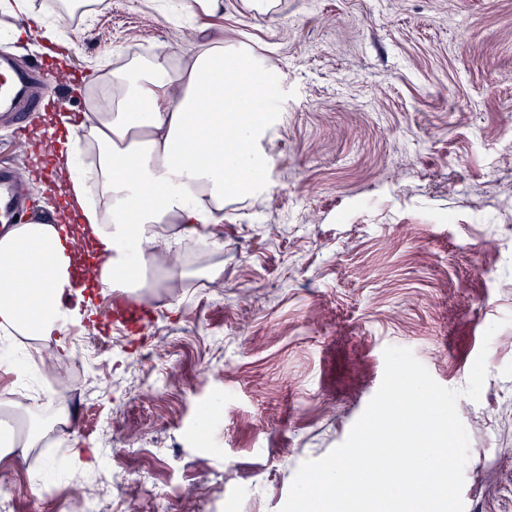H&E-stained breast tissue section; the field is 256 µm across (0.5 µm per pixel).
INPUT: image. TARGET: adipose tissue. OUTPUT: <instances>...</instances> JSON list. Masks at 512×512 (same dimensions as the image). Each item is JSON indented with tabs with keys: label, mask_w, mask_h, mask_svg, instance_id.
<instances>
[{
	"label": "adipose tissue",
	"mask_w": 512,
	"mask_h": 512,
	"mask_svg": "<svg viewBox=\"0 0 512 512\" xmlns=\"http://www.w3.org/2000/svg\"><path fill=\"white\" fill-rule=\"evenodd\" d=\"M0 16L27 17L49 43L65 42L41 0H0ZM279 85L275 71L232 43L200 47L182 69L157 55L113 71L107 110L91 109L76 132L91 168L76 174L71 149L59 158L79 236H61L53 216L0 226V333L70 356L65 333L79 312L63 299L80 245H94L113 285L135 293L152 285L155 248H179L198 225L222 222L225 203L266 190L263 142L274 118L263 104Z\"/></svg>",
	"instance_id": "adipose-tissue-1"
}]
</instances>
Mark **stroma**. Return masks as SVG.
Listing matches in <instances>:
<instances>
[{"mask_svg":"<svg viewBox=\"0 0 512 512\" xmlns=\"http://www.w3.org/2000/svg\"><path fill=\"white\" fill-rule=\"evenodd\" d=\"M15 24L0 16V56L29 83L0 107V163L37 217L58 203L57 185L31 172L54 100L86 112L75 80L97 81L132 47L178 67L222 38L282 83L268 189L185 239L184 276L140 299L156 311L147 330L108 339L70 398L44 400L38 370L0 369V393L29 397L14 413L54 442L0 459L13 512H66L73 462L91 449L101 463L85 480L126 476V497L148 512L167 503L143 500V471L189 492L228 463L232 512H280L298 466L346 440L389 346L453 389L487 349L480 401L457 403L470 438L462 498L465 512H512V0H278L269 13L224 0L223 16L180 18L168 0H105L62 20L74 49L44 82L31 77L42 54L13 41ZM205 241L224 245L218 293L202 287ZM145 434L162 454L129 452Z\"/></svg>","mask_w":512,"mask_h":512,"instance_id":"1","label":"stroma"}]
</instances>
